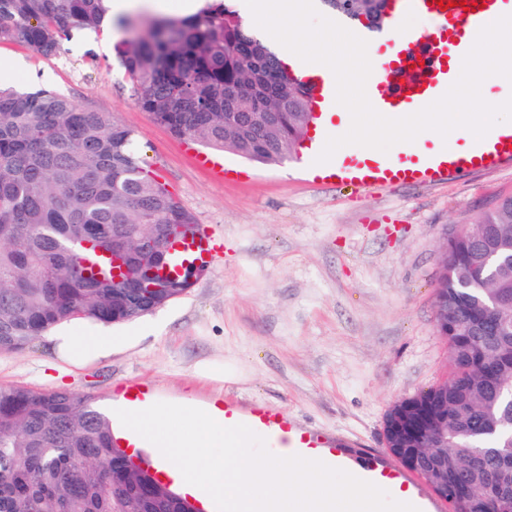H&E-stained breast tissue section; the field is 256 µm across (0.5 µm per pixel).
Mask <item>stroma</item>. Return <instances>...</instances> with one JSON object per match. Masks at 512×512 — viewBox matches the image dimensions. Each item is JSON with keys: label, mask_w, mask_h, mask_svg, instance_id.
I'll return each instance as SVG.
<instances>
[{"label": "stroma", "mask_w": 512, "mask_h": 512, "mask_svg": "<svg viewBox=\"0 0 512 512\" xmlns=\"http://www.w3.org/2000/svg\"><path fill=\"white\" fill-rule=\"evenodd\" d=\"M113 45L108 26L50 58L0 42L1 58L22 61L0 84L55 89L132 129L148 169L224 254L184 296L114 324L109 355L71 365L45 335L0 352V387L65 390L100 408L131 382L199 408L260 401L344 438L348 460L385 455L389 408L448 375L440 248L512 197V168L376 190L314 178L294 158L264 166L224 151L219 179L198 165L201 143L137 106Z\"/></svg>", "instance_id": "obj_1"}]
</instances>
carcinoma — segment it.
I'll list each match as a JSON object with an SVG mask.
<instances>
[{
	"instance_id": "cac0c4a2",
	"label": "carcinoma",
	"mask_w": 512,
	"mask_h": 512,
	"mask_svg": "<svg viewBox=\"0 0 512 512\" xmlns=\"http://www.w3.org/2000/svg\"><path fill=\"white\" fill-rule=\"evenodd\" d=\"M107 0H0V42L50 57L75 33L97 29ZM337 17L380 26L384 0H321ZM114 52L140 108L178 137L262 165L286 160L310 117L308 91L249 31L228 0L122 36ZM265 112L253 132L237 116ZM131 129L78 108L48 88H0V352L24 350L63 321L120 323L161 301L114 288L71 244L92 232L131 249L195 226L133 146ZM435 306L448 325L486 331L447 337L448 379L400 404L389 424L420 416L448 431L429 452L462 476L460 512L512 506V198L448 238ZM448 393V406L439 394ZM194 512L190 501L137 468L116 447L110 419L71 392L0 387V512Z\"/></svg>"
}]
</instances>
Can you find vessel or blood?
Masks as SVG:
<instances>
[{
	"mask_svg": "<svg viewBox=\"0 0 512 512\" xmlns=\"http://www.w3.org/2000/svg\"><path fill=\"white\" fill-rule=\"evenodd\" d=\"M400 10L428 19L431 26L422 31L412 30L407 47L398 51L382 70L370 74L366 93L372 106L381 113L417 111L442 96L459 77L463 58L479 29L500 16L512 14V0H484L483 4L467 10L459 6L443 9L437 0H386V17H393ZM294 74L310 90V126L319 128L322 120L330 116L326 111L329 88L324 78L316 74L314 65H299ZM336 167L343 173L362 172L358 184L365 188H386L408 181H451L468 170L510 168L512 127L473 142L465 151L443 147L423 155L409 149L392 162L366 155H340ZM219 254V243L208 231L199 228L189 248L176 252L173 263L206 267ZM224 424L247 425L266 439L272 451L277 450L281 436L286 435L293 439L296 455L307 457L317 452L333 465L343 463L345 458L336 437L302 428L289 416L260 402L246 409L225 404ZM358 476L387 491L409 482L406 474L377 457L365 461Z\"/></svg>",
	"mask_w": 512,
	"mask_h": 512,
	"instance_id": "1",
	"label": "vessel or blood"
}]
</instances>
